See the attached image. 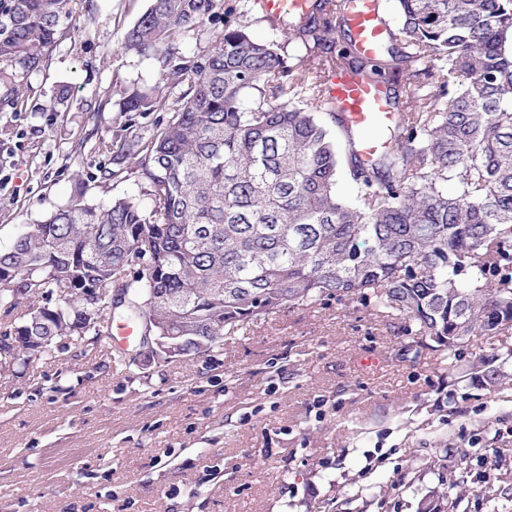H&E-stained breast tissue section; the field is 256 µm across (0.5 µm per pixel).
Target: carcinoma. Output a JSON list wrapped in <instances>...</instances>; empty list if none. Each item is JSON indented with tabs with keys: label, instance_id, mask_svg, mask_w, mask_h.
Instances as JSON below:
<instances>
[{
	"label": "carcinoma",
	"instance_id": "cac0c4a2",
	"mask_svg": "<svg viewBox=\"0 0 512 512\" xmlns=\"http://www.w3.org/2000/svg\"><path fill=\"white\" fill-rule=\"evenodd\" d=\"M394 2L398 24L363 57L333 48L348 0H307L271 21L282 43L254 38L225 0H150L120 45L163 52L178 94L134 92L121 111L172 116L107 146L108 176L133 170L150 206L93 205L79 191L0 249L4 314L28 301L0 336V364L97 340L117 320L199 356L286 305L331 298L441 354L512 328V0ZM69 17L66 0H0L4 96ZM214 21L221 37L185 56L180 38ZM337 69L401 86L399 124L370 130L391 146L369 163L330 96ZM422 74L438 90L417 84ZM470 370L487 387L502 377L483 358Z\"/></svg>",
	"mask_w": 512,
	"mask_h": 512
}]
</instances>
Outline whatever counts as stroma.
I'll list each match as a JSON object with an SVG mask.
<instances>
[{
	"mask_svg": "<svg viewBox=\"0 0 512 512\" xmlns=\"http://www.w3.org/2000/svg\"><path fill=\"white\" fill-rule=\"evenodd\" d=\"M148 0H72L41 67L0 108V247L87 199L146 200L107 179L105 142L169 115L120 109L122 88L163 84L161 55L119 37ZM494 359L486 389L356 302L283 307L223 347L145 363L110 338L0 367V512H512V329L471 336ZM491 479H483V471Z\"/></svg>",
	"mask_w": 512,
	"mask_h": 512,
	"instance_id": "1",
	"label": "stroma"
}]
</instances>
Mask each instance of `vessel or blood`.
Here are the masks:
<instances>
[{
	"mask_svg": "<svg viewBox=\"0 0 512 512\" xmlns=\"http://www.w3.org/2000/svg\"><path fill=\"white\" fill-rule=\"evenodd\" d=\"M349 25L356 52L365 57L373 56L386 32L379 0H351ZM329 84L330 94L346 125L360 134L357 142L359 157L364 162H371L386 149L387 143L370 136V128L387 126L397 120L386 86L346 71L333 72Z\"/></svg>",
	"mask_w": 512,
	"mask_h": 512,
	"instance_id": "b4317fda",
	"label": "vessel or blood"
}]
</instances>
